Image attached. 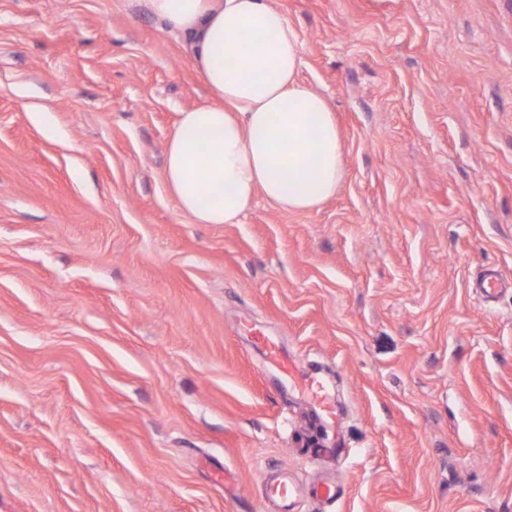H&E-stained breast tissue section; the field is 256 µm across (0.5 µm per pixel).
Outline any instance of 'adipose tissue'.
<instances>
[{
	"instance_id": "1",
	"label": "adipose tissue",
	"mask_w": 512,
	"mask_h": 512,
	"mask_svg": "<svg viewBox=\"0 0 512 512\" xmlns=\"http://www.w3.org/2000/svg\"><path fill=\"white\" fill-rule=\"evenodd\" d=\"M188 46L213 105L182 110L164 183L197 224H237L264 198L312 210L344 177L343 144L322 94L299 78L303 46L268 0H146Z\"/></svg>"
}]
</instances>
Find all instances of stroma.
I'll return each mask as SVG.
<instances>
[{
    "mask_svg": "<svg viewBox=\"0 0 512 512\" xmlns=\"http://www.w3.org/2000/svg\"><path fill=\"white\" fill-rule=\"evenodd\" d=\"M270 2L345 177L196 224L180 39L145 0H0V512H274L280 469L336 489L295 512H512V288L474 286L512 279V0ZM253 338L264 345L266 362L274 368L294 389L300 390L312 401L322 414L338 420L336 406L333 404L327 385L316 377L303 371L301 366L285 354L281 346L262 332H256Z\"/></svg>",
    "mask_w": 512,
    "mask_h": 512,
    "instance_id": "stroma-1",
    "label": "stroma"
}]
</instances>
